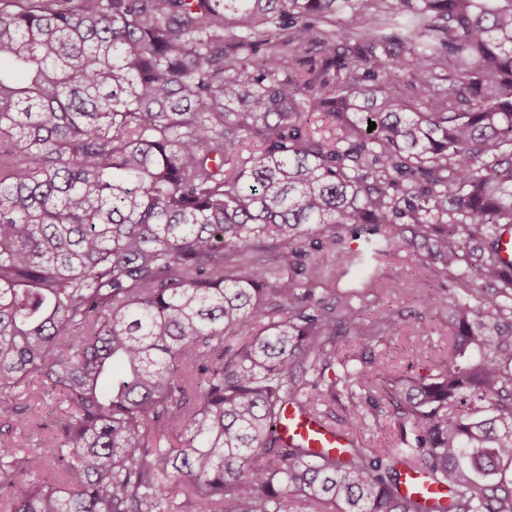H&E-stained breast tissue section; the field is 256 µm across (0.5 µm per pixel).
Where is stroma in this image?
I'll return each mask as SVG.
<instances>
[{"instance_id":"obj_1","label":"stroma","mask_w":512,"mask_h":512,"mask_svg":"<svg viewBox=\"0 0 512 512\" xmlns=\"http://www.w3.org/2000/svg\"><path fill=\"white\" fill-rule=\"evenodd\" d=\"M435 260L426 250L414 249L386 259L377 273L354 267L343 277L341 284L356 289L352 305L354 317L343 329L341 345L353 353L368 351L375 358L392 361L401 376H416L435 372L438 361L448 358V311H427L421 308L418 295L422 289L436 288L447 293L448 284L435 281L430 267ZM402 282V295H387L382 288L387 281ZM389 307L395 313L393 325L385 333L383 341L362 346L356 336L358 326L368 323L380 307Z\"/></svg>"}]
</instances>
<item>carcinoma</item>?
<instances>
[{"mask_svg":"<svg viewBox=\"0 0 512 512\" xmlns=\"http://www.w3.org/2000/svg\"><path fill=\"white\" fill-rule=\"evenodd\" d=\"M507 227L512 0H0V434L57 399L0 512H512ZM416 244L457 287L448 365L357 367L305 246L339 280ZM336 366L345 420L385 400L397 439L279 434L333 428ZM279 432L286 438L309 440L312 448H344L346 438L322 428L320 425L305 422L297 418L292 409L285 412L284 422L279 427Z\"/></svg>","mask_w":512,"mask_h":512,"instance_id":"obj_1","label":"carcinoma"}]
</instances>
